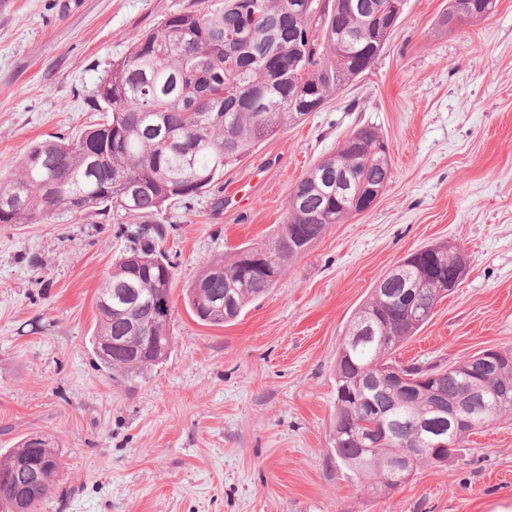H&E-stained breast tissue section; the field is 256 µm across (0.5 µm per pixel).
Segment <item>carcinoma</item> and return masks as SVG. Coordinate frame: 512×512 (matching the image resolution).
<instances>
[{
    "mask_svg": "<svg viewBox=\"0 0 512 512\" xmlns=\"http://www.w3.org/2000/svg\"><path fill=\"white\" fill-rule=\"evenodd\" d=\"M206 5L166 17L141 35L124 59L114 63L96 94V110L106 120L73 139L32 144L19 171L0 182V224H33L74 219L90 211L130 219L127 250L113 263L97 299L95 335L124 336L126 342L101 364L130 382L166 360L170 312L150 316L147 301L170 298L174 264L159 245L167 236L154 217L174 201L188 202L208 192L224 168L246 158L258 145L296 123L306 113L298 99L325 101L367 71L384 49L370 51L369 12L351 0H326L328 13L295 11L294 0H204ZM495 0H449L448 12L482 13ZM312 47L300 51L288 30ZM235 36L237 49L224 42ZM386 141L371 125L352 132L336 153L315 163L292 187L285 219L265 243L244 244L229 259L211 261L187 289V300L202 322L221 326L275 287L288 263L302 257L331 224L357 213V193L386 184L390 161ZM351 181L348 197L325 180L330 169ZM404 273L423 288L417 303L424 313L410 318L400 306L372 289L354 312L336 358V413L330 440L339 466L372 482L380 496L395 491L429 464H445L475 430L512 416V349L497 350L494 382L504 395L482 403L470 422L449 426L446 436L422 444L418 423L448 416L479 379L475 354L450 367L401 364L394 355L431 319L449 294L448 270L465 269L461 252L446 244L403 258ZM136 288L130 305L118 291ZM376 332L356 338L369 316ZM369 404L383 409L395 433L367 441L377 419ZM415 453L403 472L392 462L408 448ZM51 462V476L36 480L18 459ZM59 462L48 442L28 441L0 459V507L14 509V489L27 488L40 504L54 489Z\"/></svg>",
    "mask_w": 512,
    "mask_h": 512,
    "instance_id": "1",
    "label": "carcinoma"
}]
</instances>
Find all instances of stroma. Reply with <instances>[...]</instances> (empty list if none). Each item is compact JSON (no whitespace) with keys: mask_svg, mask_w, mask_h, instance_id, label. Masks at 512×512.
Here are the masks:
<instances>
[{"mask_svg":"<svg viewBox=\"0 0 512 512\" xmlns=\"http://www.w3.org/2000/svg\"><path fill=\"white\" fill-rule=\"evenodd\" d=\"M449 0H404L371 68L226 168L221 194L157 215L174 263L169 357L114 380L91 336L98 289L129 244L89 212L0 224V457L28 436L60 469L38 512H512V417L385 498L332 458L334 366L353 312L406 255L462 251L465 274L403 343L442 366L512 347V0L451 29ZM196 0H0V177L36 141L101 120L95 91L134 39ZM376 126L391 178L331 225L234 321L184 293L206 264L268 241L292 186L357 127Z\"/></svg>","mask_w":512,"mask_h":512,"instance_id":"stroma-1","label":"stroma"}]
</instances>
